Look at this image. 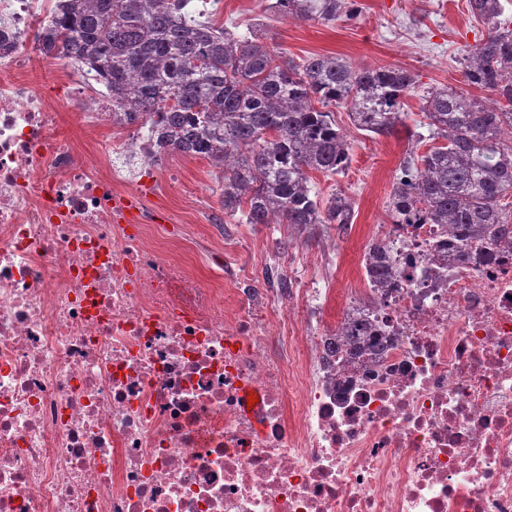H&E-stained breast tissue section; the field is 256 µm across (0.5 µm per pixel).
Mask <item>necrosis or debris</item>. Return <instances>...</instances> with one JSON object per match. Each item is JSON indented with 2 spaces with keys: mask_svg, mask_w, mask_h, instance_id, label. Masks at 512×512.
I'll return each mask as SVG.
<instances>
[{
  "mask_svg": "<svg viewBox=\"0 0 512 512\" xmlns=\"http://www.w3.org/2000/svg\"><path fill=\"white\" fill-rule=\"evenodd\" d=\"M51 10L0 0V512H512V251L383 225L398 276L342 317L377 351L321 319L331 289L257 287L207 239L200 279L114 175L151 172L150 134L43 51ZM76 100L104 152L58 135Z\"/></svg>",
  "mask_w": 512,
  "mask_h": 512,
  "instance_id": "4bbe7bcc",
  "label": "necrosis or debris"
}]
</instances>
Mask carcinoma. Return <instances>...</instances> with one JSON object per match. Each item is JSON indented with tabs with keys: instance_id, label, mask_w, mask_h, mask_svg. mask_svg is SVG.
Wrapping results in <instances>:
<instances>
[{
	"instance_id": "1",
	"label": "carcinoma",
	"mask_w": 512,
	"mask_h": 512,
	"mask_svg": "<svg viewBox=\"0 0 512 512\" xmlns=\"http://www.w3.org/2000/svg\"><path fill=\"white\" fill-rule=\"evenodd\" d=\"M192 0H64L42 35L43 51L88 66L129 124L142 123L164 152L209 160L221 172L224 212L247 224H286L298 235L319 226L343 232L353 209L342 194L321 203L315 172L336 174L351 142L330 107L388 136L402 122V99L416 76L393 66L357 67L335 55L296 61L262 30L243 35L189 10ZM488 34L465 58L467 82L497 96L490 104L442 87L422 98L428 137L445 143L411 151L395 174L393 224H441L458 258L488 244L512 249V29L500 0H469ZM269 9L300 21L354 16L351 0H275ZM384 243L366 249L372 287Z\"/></svg>"
}]
</instances>
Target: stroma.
Listing matches in <instances>:
<instances>
[{"instance_id": "obj_1", "label": "stroma", "mask_w": 512, "mask_h": 512, "mask_svg": "<svg viewBox=\"0 0 512 512\" xmlns=\"http://www.w3.org/2000/svg\"><path fill=\"white\" fill-rule=\"evenodd\" d=\"M271 0H221L213 20L237 33L252 25L265 26L267 42L297 60L313 54L347 58L358 67L392 65L418 76L417 86L404 99V115L394 134L369 136L351 125L344 108H336V123L352 144L351 161L338 174L317 173L314 185L322 198L343 193L354 210L353 222L343 234L319 230L305 242L284 224L254 225L242 215L226 214L221 203V174L209 160L179 154L165 157L153 176L161 185L150 203L169 224L176 241L209 236L212 225H230V239L216 241L219 255L262 273L277 263V249L296 258L293 275L318 278L317 252L327 244L336 252L335 304L326 319L339 322L348 289L357 287L367 244L377 225L389 223L388 202L395 173L407 151L424 152L417 142L420 105L428 91L448 86L467 88L464 54L486 36L488 28L473 17L467 0H356L357 17L346 15L329 23L303 22L269 9ZM60 132L77 152L101 149L109 137L106 128L86 126L76 105L64 110Z\"/></svg>"}]
</instances>
